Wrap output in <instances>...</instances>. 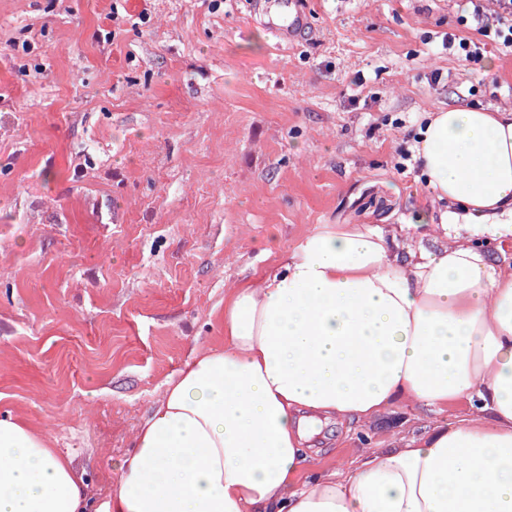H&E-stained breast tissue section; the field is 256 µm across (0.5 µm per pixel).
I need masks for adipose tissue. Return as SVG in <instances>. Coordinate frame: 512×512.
I'll return each instance as SVG.
<instances>
[{
  "instance_id": "ef3b65f1",
  "label": "adipose tissue",
  "mask_w": 512,
  "mask_h": 512,
  "mask_svg": "<svg viewBox=\"0 0 512 512\" xmlns=\"http://www.w3.org/2000/svg\"><path fill=\"white\" fill-rule=\"evenodd\" d=\"M445 207L320 224L232 289L224 345L163 388L109 495L72 451L0 418V512H512V108L427 113L414 144ZM469 412L311 474L322 424Z\"/></svg>"
}]
</instances>
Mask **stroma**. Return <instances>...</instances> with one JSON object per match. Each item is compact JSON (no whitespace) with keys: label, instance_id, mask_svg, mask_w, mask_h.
<instances>
[{"label":"stroma","instance_id":"obj_1","mask_svg":"<svg viewBox=\"0 0 512 512\" xmlns=\"http://www.w3.org/2000/svg\"><path fill=\"white\" fill-rule=\"evenodd\" d=\"M467 0H0V415L74 448L96 497L224 300L320 224L429 207L424 113L512 107V54L443 50ZM315 438L328 472L444 420ZM302 0L288 1V21L277 27V32L288 39L300 34L307 25L306 9Z\"/></svg>","mask_w":512,"mask_h":512}]
</instances>
